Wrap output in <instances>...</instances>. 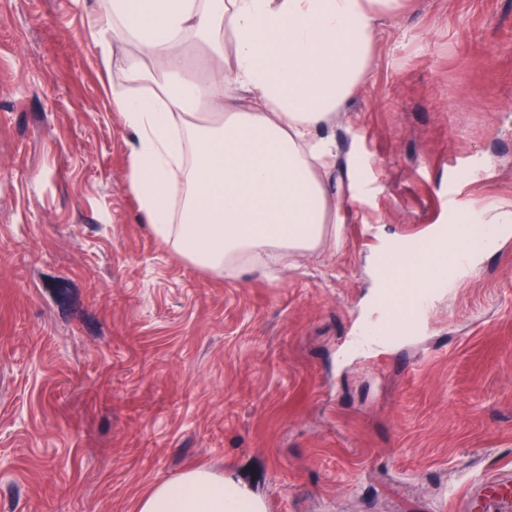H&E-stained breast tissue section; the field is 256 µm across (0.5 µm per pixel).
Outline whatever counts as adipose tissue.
<instances>
[{
    "mask_svg": "<svg viewBox=\"0 0 512 512\" xmlns=\"http://www.w3.org/2000/svg\"><path fill=\"white\" fill-rule=\"evenodd\" d=\"M94 34L132 134L128 186L150 232L215 273L267 274L265 254L319 250L345 174L329 130L362 83L381 18L401 0H98ZM205 55L190 59L189 36ZM134 52L117 54L112 42ZM135 512H258L223 475L191 468Z\"/></svg>",
    "mask_w": 512,
    "mask_h": 512,
    "instance_id": "ef3b65f1",
    "label": "adipose tissue"
}]
</instances>
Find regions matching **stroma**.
<instances>
[{
	"label": "stroma",
	"instance_id": "obj_1",
	"mask_svg": "<svg viewBox=\"0 0 512 512\" xmlns=\"http://www.w3.org/2000/svg\"><path fill=\"white\" fill-rule=\"evenodd\" d=\"M94 0H0V512H134L205 466L266 512H455L512 474V233L375 356L347 340L389 240L512 207V0H406L337 120L352 194L280 279L155 238Z\"/></svg>",
	"mask_w": 512,
	"mask_h": 512
}]
</instances>
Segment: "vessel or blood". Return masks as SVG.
<instances>
[{"label": "vessel or blood", "mask_w": 512, "mask_h": 512, "mask_svg": "<svg viewBox=\"0 0 512 512\" xmlns=\"http://www.w3.org/2000/svg\"><path fill=\"white\" fill-rule=\"evenodd\" d=\"M450 230V225L440 224L428 240L417 239L413 242L416 252L419 253L447 244L453 245L454 250L448 265L434 270L427 283L413 294L411 308L415 317L411 324L406 326L393 319L396 303L392 295H380L378 303L390 314L391 319L378 325L359 324L349 341L352 351H380L391 346L398 338L412 335L415 329L422 326L437 297L447 293L449 285L456 279L458 270L470 267V246L461 236L457 237L456 241H449L447 235ZM457 512H512V478L506 476L487 483L482 481L470 485L459 499Z\"/></svg>", "instance_id": "vessel-or-blood-1"}]
</instances>
